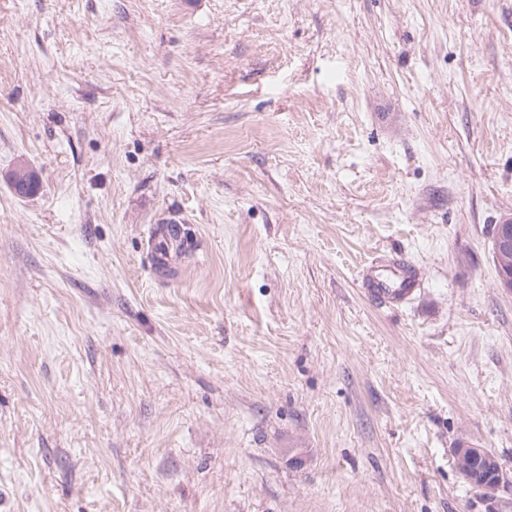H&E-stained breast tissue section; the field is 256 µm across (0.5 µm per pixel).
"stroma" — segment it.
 Segmentation results:
<instances>
[{"mask_svg": "<svg viewBox=\"0 0 512 512\" xmlns=\"http://www.w3.org/2000/svg\"><path fill=\"white\" fill-rule=\"evenodd\" d=\"M508 214L512 0H0V512H512ZM506 218L510 219L493 224L491 236L500 285L502 288L512 290V216ZM149 246L156 262L164 265L163 260L173 247L172 238L165 225H157L153 228L149 238ZM390 273L393 282L383 278L370 281L369 293L377 298H404L412 294L418 287L417 271L406 259L394 257L390 259ZM454 455L456 461L463 470L469 472L470 466L474 463H486L489 473L487 474L488 479L493 475L494 478L491 481L485 480L482 487L485 489H496L502 479L503 473L498 460L491 457L483 448H478L473 445L460 443L458 448H455Z\"/></svg>", "mask_w": 512, "mask_h": 512, "instance_id": "1", "label": "stroma"}]
</instances>
